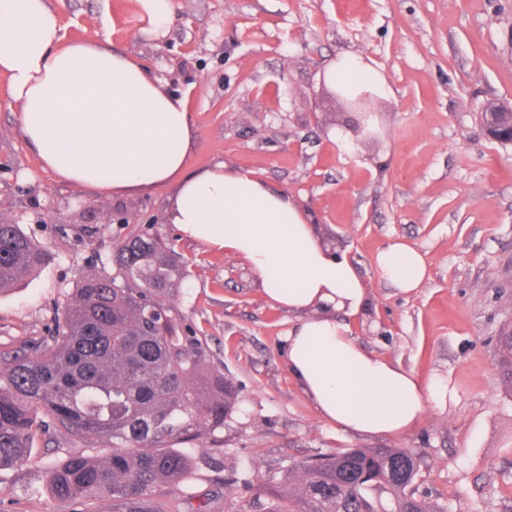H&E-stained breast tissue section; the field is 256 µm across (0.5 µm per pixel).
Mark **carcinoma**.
Returning a JSON list of instances; mask_svg holds the SVG:
<instances>
[{"label": "carcinoma", "mask_w": 512, "mask_h": 512, "mask_svg": "<svg viewBox=\"0 0 512 512\" xmlns=\"http://www.w3.org/2000/svg\"><path fill=\"white\" fill-rule=\"evenodd\" d=\"M42 261L19 225L0 223V291ZM112 264V278L80 282L54 336L0 354V471L26 462L46 418L109 447L103 460L79 448L48 471L47 489L60 500L124 501L182 482L191 459L173 444L224 427L236 401L233 383L175 316L185 273L165 243L134 231ZM499 343L502 379L512 385V331ZM419 471L407 448H347L305 458L258 491L266 512H445L415 497Z\"/></svg>", "instance_id": "1"}]
</instances>
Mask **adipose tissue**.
<instances>
[{"label": "adipose tissue", "mask_w": 512, "mask_h": 512, "mask_svg": "<svg viewBox=\"0 0 512 512\" xmlns=\"http://www.w3.org/2000/svg\"><path fill=\"white\" fill-rule=\"evenodd\" d=\"M0 74L45 170L94 194L170 187L169 220L185 237L256 272L264 299L296 317L288 368L324 418L382 435L419 424L434 383L365 350L344 322L365 305L352 261L321 242L288 193L253 174L221 163L184 174L196 135L184 98L108 42H65L49 0H0ZM332 76L350 92L384 84L355 54L341 56ZM377 266L405 294L427 275L422 253L399 240Z\"/></svg>", "instance_id": "obj_1"}]
</instances>
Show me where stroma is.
I'll return each mask as SVG.
<instances>
[{
  "mask_svg": "<svg viewBox=\"0 0 512 512\" xmlns=\"http://www.w3.org/2000/svg\"><path fill=\"white\" fill-rule=\"evenodd\" d=\"M51 2L67 40L110 41L186 97L196 129L186 173L221 162L288 192L364 281L354 341L441 391L403 436L325 420L288 370L295 317L266 303L252 268L181 238L169 191L93 195L43 170L0 76V216L45 253L0 291V351L51 336L80 281L112 277L113 249L143 225L186 271L179 322L238 391L223 428L185 444L184 482L123 503L58 500L47 471L99 442L50 428L21 468L0 471V512H259L244 477L276 481L336 448L412 449L417 495L446 512H512V387L497 354L512 326V143L488 139L481 120L483 105L512 103V0H173L162 31L138 0ZM346 53L385 81L371 139L334 97L330 72ZM116 210L128 223H113ZM398 239L428 266L408 295L376 265Z\"/></svg>",
  "mask_w": 512,
  "mask_h": 512,
  "instance_id": "1",
  "label": "stroma"
}]
</instances>
